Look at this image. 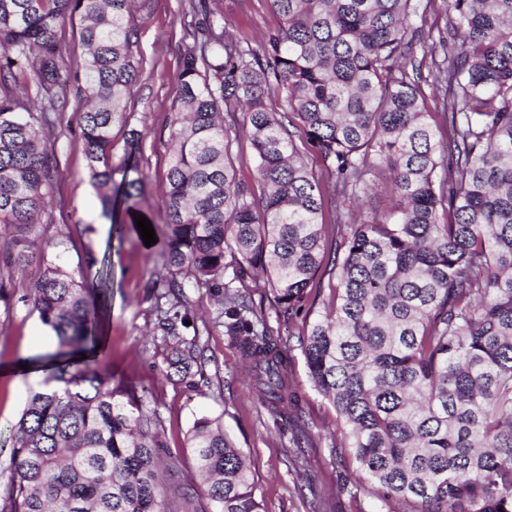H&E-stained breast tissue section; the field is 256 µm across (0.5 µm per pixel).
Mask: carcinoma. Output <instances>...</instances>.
I'll use <instances>...</instances> for the list:
<instances>
[{
	"label": "carcinoma",
	"instance_id": "carcinoma-1",
	"mask_svg": "<svg viewBox=\"0 0 512 512\" xmlns=\"http://www.w3.org/2000/svg\"><path fill=\"white\" fill-rule=\"evenodd\" d=\"M270 2L280 25L258 49L228 34L209 0L192 4L202 22L190 24L175 91L157 294L167 371L191 380L207 361L184 291L203 288L222 304L216 318L263 406L292 423L294 447H311L289 350L239 289L247 270H260L271 302L308 321L299 343L336 412L331 445L351 449L386 512H512V0H443L439 54L412 24L422 0ZM134 5L0 0V226L10 231L0 267L38 262L29 304L58 339L42 364L44 387L13 426L0 512H261L250 463L221 418L194 421L197 479L188 478L157 411L91 362H70L97 347L111 270L89 288L56 254L31 250L59 173L48 113L63 109L59 91L70 83L110 234L138 233L142 186L115 184L112 167V130L128 125L138 77ZM74 16L80 71L65 65L57 39L60 21ZM418 49L450 91L443 126L425 110L421 68L411 64ZM27 71L36 111L13 89ZM273 85L284 93L281 112L266 104ZM241 134L258 194L232 163ZM379 169L397 204L382 218L337 222L328 246L326 201L339 208L367 192ZM318 272L331 299L316 314L308 286Z\"/></svg>",
	"mask_w": 512,
	"mask_h": 512
}]
</instances>
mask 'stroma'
<instances>
[{
  "label": "stroma",
  "instance_id": "1",
  "mask_svg": "<svg viewBox=\"0 0 512 512\" xmlns=\"http://www.w3.org/2000/svg\"><path fill=\"white\" fill-rule=\"evenodd\" d=\"M223 15L230 34L260 45L280 20L269 0H210ZM190 0H137L139 76L127 99L129 127L142 138L127 152L124 130L114 129L112 166L115 180H140L138 207L163 233L168 221L164 184L171 155L173 97L179 82ZM50 134L59 175L42 216L46 231L37 247L57 253L69 273L92 277L88 256L107 258L112 268V293L105 323L106 349L101 358L113 382L134 390L162 420L168 448L190 465V433L195 418L222 417L224 429L250 459L256 497L262 512H380L367 482L354 462L338 467L328 438L335 431L336 412L314 388L299 346L301 318L289 316L270 302L264 278L247 279L254 305L261 310L275 337L290 349L289 379L302 394L313 446L304 455L290 448L288 425L275 423L262 406L246 372L242 352L223 325L214 321L216 303L205 291L189 289L197 326L209 361L201 377L185 382L166 376L167 347L153 334L156 318L153 286L163 272V245L145 246L136 236L109 240V221L101 210L80 144L81 114L75 94H68L64 112L54 115ZM38 266L14 275L10 310L0 309V367L53 353L57 340L50 327L32 312L26 297ZM40 381H16L0 374V485L8 481L13 447L12 427Z\"/></svg>",
  "mask_w": 512,
  "mask_h": 512
}]
</instances>
